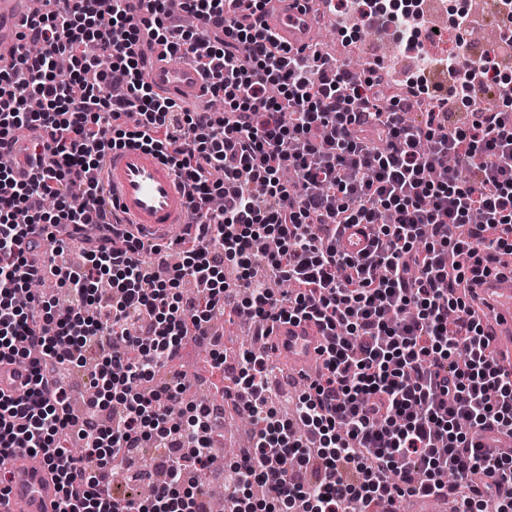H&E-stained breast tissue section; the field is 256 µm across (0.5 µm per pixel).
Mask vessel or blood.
Instances as JSON below:
<instances>
[{
	"instance_id": "1",
	"label": "vessel or blood",
	"mask_w": 512,
	"mask_h": 512,
	"mask_svg": "<svg viewBox=\"0 0 512 512\" xmlns=\"http://www.w3.org/2000/svg\"><path fill=\"white\" fill-rule=\"evenodd\" d=\"M34 15L33 0H0V69L11 70L20 55V34ZM325 19L312 0H268L262 21L279 41L297 50L313 46ZM140 50L150 59L147 82L160 98L203 105L206 81L199 68L186 63L167 43L142 33ZM110 209L136 225L144 242L183 223L187 198L171 165L156 152L128 147L107 152L100 174ZM469 307L490 318L489 332L500 366L512 370V270L490 269L473 285ZM270 336L280 358L305 371L321 357L323 340L308 323H271ZM0 484L8 488L4 512H54L58 489L42 454L21 451L0 463Z\"/></svg>"
}]
</instances>
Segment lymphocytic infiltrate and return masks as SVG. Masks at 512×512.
Listing matches in <instances>:
<instances>
[{
	"mask_svg": "<svg viewBox=\"0 0 512 512\" xmlns=\"http://www.w3.org/2000/svg\"><path fill=\"white\" fill-rule=\"evenodd\" d=\"M27 23L21 67L0 70V155L22 150L15 174L0 162V363L24 365L17 392L0 391V461L44 452L61 495L57 512H195L202 491L179 502L175 489L216 457L210 405L175 412L186 389L172 373L185 338L209 347L206 367L224 385V358L211 320L225 306L248 309L254 334L281 317L311 322L323 338L322 367L299 397L296 419L277 415L265 357L238 361L237 405L259 421L252 452L225 466L230 485L261 484L271 512L302 501L314 512H393L410 495L460 498V512H512V450L481 448L480 431L512 434V371L495 362L491 339L458 294L461 262L480 266L512 252V124L481 109L493 85L488 60L459 52L442 61L448 94L406 76L389 98L384 74L362 76L320 52L292 50L261 21L265 0H64ZM357 28L395 23L410 37L422 9L392 15L376 0H324ZM155 36L204 71L222 113L158 101L132 49L141 13ZM207 20L209 38L186 28ZM68 56L71 69L59 74ZM466 110L449 120L455 104ZM32 131L19 147L17 129ZM157 148L180 176L190 209L183 233L153 247L175 266L143 261L135 225L105 207L99 174L105 148ZM371 229L358 252L346 232ZM84 240L80 270L58 271L63 298L16 296L45 279L44 244ZM289 282L282 298L252 267L258 247ZM112 276L111 302L95 291ZM206 286L186 297L184 279ZM86 371L89 387L122 396L110 419L70 414L64 375ZM84 445L71 454L67 433ZM173 449L153 493L138 503L109 494L102 456ZM293 457V469L282 468Z\"/></svg>",
	"mask_w": 512,
	"mask_h": 512,
	"instance_id": "1",
	"label": "lymphocytic infiltrate"
}]
</instances>
